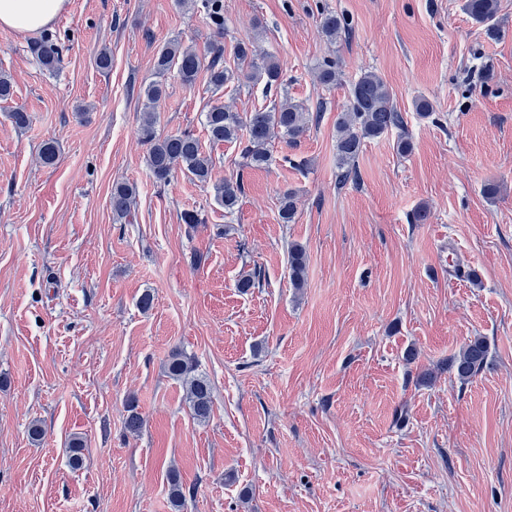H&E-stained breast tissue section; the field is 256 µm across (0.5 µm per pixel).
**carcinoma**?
Wrapping results in <instances>:
<instances>
[{"label": "carcinoma", "instance_id": "cac0c4a2", "mask_svg": "<svg viewBox=\"0 0 512 512\" xmlns=\"http://www.w3.org/2000/svg\"><path fill=\"white\" fill-rule=\"evenodd\" d=\"M215 24V38L224 35V20L221 17V0H203ZM465 12L476 23L484 26L489 34L496 32V0H465ZM320 28L324 35L336 37L346 22L333 13H321ZM32 51L37 61L46 69L54 71L62 62V48L57 41L46 37L35 43ZM237 71L224 66L223 50L214 45V55L208 66L202 59L181 41L172 39L165 42L157 51L154 72L157 80L149 83L143 91L144 119L138 129L140 140L147 146L146 166L155 182L166 184L173 173L180 169L202 184H212L214 199L224 213H232L244 192L242 179L229 178L211 183L213 161L203 151L202 143L194 133L184 130L161 135L155 124V108L165 96V77L176 71L186 85L195 83L202 68L209 72L208 86L216 94L232 80L249 84H264V88H281L285 85L284 74L275 57L259 54L254 48L240 43L235 48ZM316 77L324 85L336 83V62L324 60L317 68ZM312 121L311 112L301 103L288 98L268 107L256 108L240 115L221 101H214L204 113V129L212 144L235 142L242 146L241 154L249 167L262 168L272 162L270 147L277 139H285L294 144L306 132ZM402 124V116L394 107L390 92L383 79L373 72L361 75L353 84L347 109L336 119V158L339 169V183H345L353 173L355 159L365 141L377 138ZM137 195L136 186L128 182H117L112 186V215L117 220L131 216ZM297 213V193L289 189L280 198L279 217L289 224ZM306 251L297 244L289 251V269L294 287L301 288L305 283ZM488 347L486 342L476 337L469 341L460 353L449 362L462 382L477 376L486 364ZM167 372L182 383L194 418L200 422L210 419L212 413V387L208 378L196 372L193 361L183 352L172 351ZM144 419L136 411L134 403L128 404V415L124 421L126 432L140 433Z\"/></svg>", "mask_w": 512, "mask_h": 512}]
</instances>
